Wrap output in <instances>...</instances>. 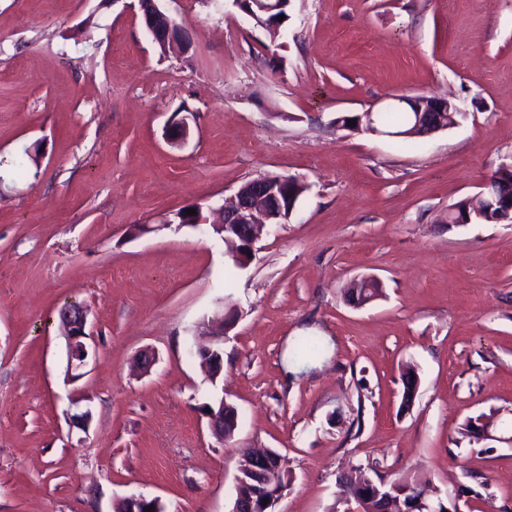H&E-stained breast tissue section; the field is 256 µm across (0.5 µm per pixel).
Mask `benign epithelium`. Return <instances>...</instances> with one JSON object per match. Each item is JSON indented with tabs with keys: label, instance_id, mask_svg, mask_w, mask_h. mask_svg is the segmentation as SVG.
<instances>
[{
	"label": "benign epithelium",
	"instance_id": "7a95c632",
	"mask_svg": "<svg viewBox=\"0 0 512 512\" xmlns=\"http://www.w3.org/2000/svg\"><path fill=\"white\" fill-rule=\"evenodd\" d=\"M143 24L160 47L177 46L188 50L192 39L187 31L178 24L161 6L160 0H136ZM282 0H233V3L254 24L267 29H277L279 25L271 21V16L278 10ZM398 105L407 107L416 113V124L411 134L416 137L428 136L449 128L455 123V115L460 113L456 104L445 97L428 98L425 96L395 98ZM190 132L188 118L171 122L167 127L166 140L172 147H180L186 142ZM290 179L269 180L265 177L244 185L238 189L230 204L224 206L223 217L217 224L210 225V234H219L229 247V256L241 266H246L253 255V245L257 240L260 228L265 224H280L291 215L289 205ZM236 319L231 312L221 317L205 320L200 323L201 335L213 336L208 346L197 347L195 354L207 369V378L214 382L223 371L224 332H209V327H231ZM58 321L63 329L67 343L68 371L71 377H80L78 370L86 366L90 355L87 339L91 336L88 329V312L81 304L68 305L61 309ZM209 425L221 438H229L237 428L238 414L236 408L222 400L208 414ZM241 471H254L260 475L259 491H244L245 479L237 478L236 497L230 512H273L272 507L281 495L279 483L284 473L281 468L280 455L268 448H257L250 451ZM401 482L389 483L380 480L373 485L371 493L381 500L382 509L378 512H450L443 503L432 500L405 502L401 496L405 492L397 491ZM129 506L128 512H146V508L154 506L152 512H163L160 499L149 498L142 494H131L120 499Z\"/></svg>",
	"mask_w": 512,
	"mask_h": 512
}]
</instances>
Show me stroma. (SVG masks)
<instances>
[{
  "label": "stroma",
  "instance_id": "35a3bbf8",
  "mask_svg": "<svg viewBox=\"0 0 512 512\" xmlns=\"http://www.w3.org/2000/svg\"><path fill=\"white\" fill-rule=\"evenodd\" d=\"M161 6L188 51L161 52L131 0H0V512L133 493L230 512L249 448L284 458L273 512H335L354 468L425 482L449 512H512V221H448L512 156V0H292L275 35L232 0ZM401 95L461 115L405 148L336 123ZM265 176L308 190L245 267L162 225L217 220ZM365 276L382 294L352 308ZM66 302L95 331L78 379ZM230 308L212 382L187 349ZM302 336L321 358L293 361ZM222 400L228 441L206 415ZM210 410L211 413H207V416L212 430L222 439L230 438L237 428L238 414L236 408L222 400L217 407H211Z\"/></svg>",
  "mask_w": 512,
  "mask_h": 512
}]
</instances>
